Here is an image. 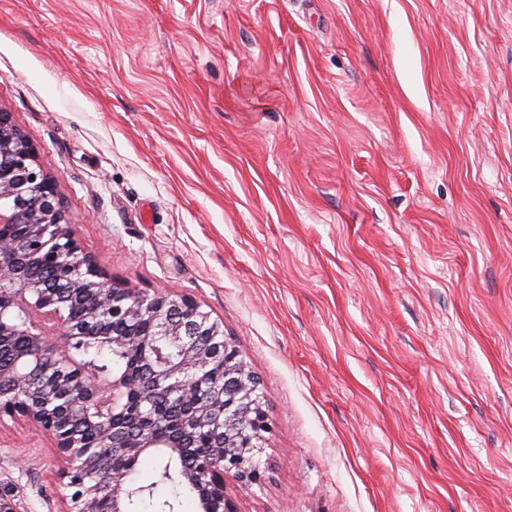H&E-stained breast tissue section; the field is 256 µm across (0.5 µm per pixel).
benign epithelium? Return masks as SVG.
I'll use <instances>...</instances> for the list:
<instances>
[{
    "label": "benign epithelium",
    "mask_w": 512,
    "mask_h": 512,
    "mask_svg": "<svg viewBox=\"0 0 512 512\" xmlns=\"http://www.w3.org/2000/svg\"><path fill=\"white\" fill-rule=\"evenodd\" d=\"M48 261L60 280L89 300L78 320L50 297L51 289L30 280L35 259ZM128 325L108 343L152 352L135 372L101 377L81 364L71 344L98 337L99 320ZM22 336L26 347L13 350ZM0 421L25 420L53 441L56 478L71 494L59 512H129L146 488L131 484L127 468L147 451L182 458L198 429L215 442L206 458L180 473L200 512H237L226 492L233 475L249 488L264 473L253 463L260 453L266 416L257 399L258 382L223 324L185 295L146 294L111 282L75 239L57 179L38 160L33 141L0 109ZM224 369V389L199 398L207 369ZM186 401L181 434L164 432L165 417L152 409H130L127 397L170 389ZM78 419L99 430L104 445L93 448L76 430L62 432V420Z\"/></svg>",
    "instance_id": "1"
}]
</instances>
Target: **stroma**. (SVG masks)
<instances>
[{"instance_id": "1", "label": "stroma", "mask_w": 512, "mask_h": 512, "mask_svg": "<svg viewBox=\"0 0 512 512\" xmlns=\"http://www.w3.org/2000/svg\"><path fill=\"white\" fill-rule=\"evenodd\" d=\"M0 108L112 282L240 349L237 512H512V0H0ZM50 446L0 420L18 512Z\"/></svg>"}]
</instances>
